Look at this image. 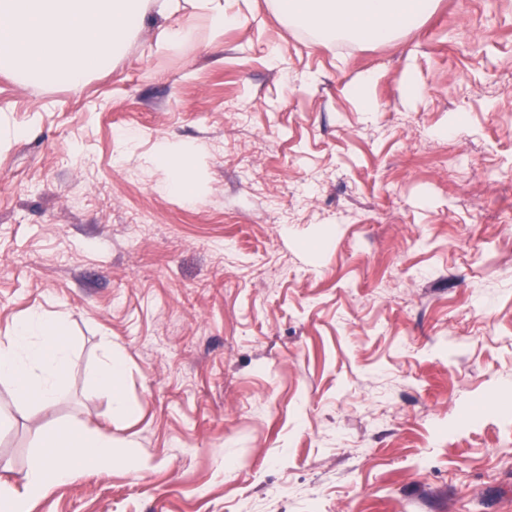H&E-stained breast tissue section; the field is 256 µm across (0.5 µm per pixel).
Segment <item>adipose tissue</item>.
Segmentation results:
<instances>
[{
  "instance_id": "adipose-tissue-1",
  "label": "adipose tissue",
  "mask_w": 512,
  "mask_h": 512,
  "mask_svg": "<svg viewBox=\"0 0 512 512\" xmlns=\"http://www.w3.org/2000/svg\"><path fill=\"white\" fill-rule=\"evenodd\" d=\"M273 7L283 19L326 40L386 42L431 15L435 0H273ZM188 9L205 16L217 33L235 20L224 0H0V72L32 86L58 79L81 85L121 54L149 11L174 18ZM70 361L64 322L31 314L0 337V381L19 401L55 403ZM124 373L123 360L112 355L90 373L121 414L131 411L120 390ZM129 464V452L111 433L79 424L49 427L36 440L20 487L0 483V505L6 512H28L31 501L74 479L80 468Z\"/></svg>"
}]
</instances>
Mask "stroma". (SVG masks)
Wrapping results in <instances>:
<instances>
[{
    "mask_svg": "<svg viewBox=\"0 0 512 512\" xmlns=\"http://www.w3.org/2000/svg\"><path fill=\"white\" fill-rule=\"evenodd\" d=\"M228 9L174 48L149 15L77 87L0 74V336L59 317L72 349L49 408L0 382V482L78 422L135 467L30 512H512V0L383 43ZM124 373L125 363L121 358L112 356V350L106 359L90 373L92 382L110 393L112 406L120 414H128L132 411L120 390Z\"/></svg>",
    "mask_w": 512,
    "mask_h": 512,
    "instance_id": "obj_1",
    "label": "stroma"
}]
</instances>
